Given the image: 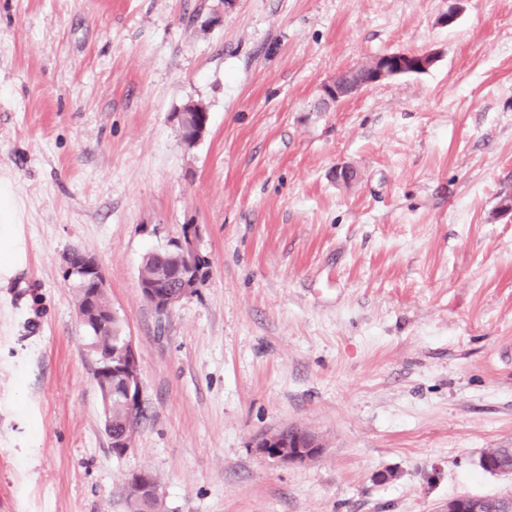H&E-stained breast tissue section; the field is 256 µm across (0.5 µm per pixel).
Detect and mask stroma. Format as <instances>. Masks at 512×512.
<instances>
[{
	"label": "stroma",
	"instance_id": "35a3bbf8",
	"mask_svg": "<svg viewBox=\"0 0 512 512\" xmlns=\"http://www.w3.org/2000/svg\"><path fill=\"white\" fill-rule=\"evenodd\" d=\"M0 0V512H441L512 494V0ZM426 71L318 107L391 53ZM203 104L189 147L174 117ZM353 177H336L338 166ZM199 227L168 315L145 257ZM98 260L140 365L115 456L63 258ZM294 427L322 454L283 465ZM274 433L262 437L256 444V451L264 456L287 465L303 464L318 457L323 452V444L306 432H295L294 437H281ZM127 497L132 512H153L158 505V489L148 487V490L156 496H151L144 491L146 483H139L136 479L127 481Z\"/></svg>",
	"mask_w": 512,
	"mask_h": 512
}]
</instances>
